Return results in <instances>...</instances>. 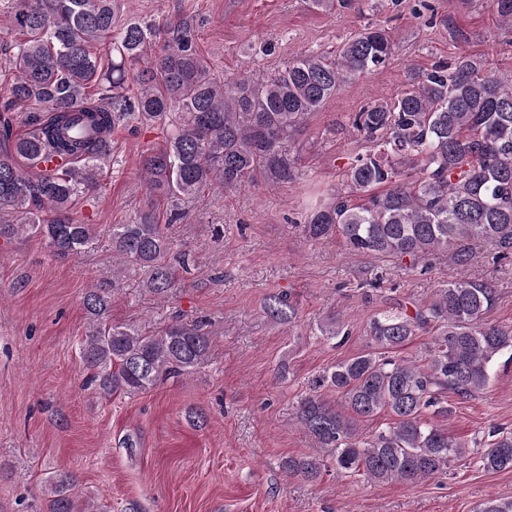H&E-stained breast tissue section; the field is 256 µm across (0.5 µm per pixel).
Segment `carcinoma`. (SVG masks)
I'll return each instance as SVG.
<instances>
[{"mask_svg":"<svg viewBox=\"0 0 512 512\" xmlns=\"http://www.w3.org/2000/svg\"><path fill=\"white\" fill-rule=\"evenodd\" d=\"M0 26L17 35L0 83V240L40 238L60 258L100 237L117 267L146 271L142 288L160 299L178 288L168 225L156 201H191L206 187L276 185L299 176L288 141L348 78L379 69L394 44L380 28L348 38L330 62L302 54L266 80H221L198 50L191 27L174 17L163 25L124 15L125 0H6ZM512 31V0H493ZM409 89L378 98L356 113L352 128L374 150L344 172L345 189L308 205L301 233L311 242L342 236L354 251L392 254L427 270L435 256L467 265L474 245L489 242L496 259L512 258V75L485 73L470 54L430 72L408 73ZM136 119L169 128L165 143L141 156L147 200L126 224L98 233L73 216L77 199L97 191L112 155V129ZM25 127L13 134V123ZM59 161L53 170L44 165ZM114 289L86 290L87 332L79 345L86 383L100 398L134 397L209 362L213 340L197 322L175 321L146 331L107 321ZM499 299L485 280L451 281L433 300L373 317L370 351L336 362L303 396L296 417L329 452L336 470L373 483L416 484L448 476L472 453L487 471L512 469V432L497 429L484 443L448 435V394L485 390L495 361L509 354L512 327L488 321ZM275 323L292 326L298 309L286 292L264 305ZM321 335L351 336L339 315L324 318ZM421 331L432 333L425 356L399 351ZM336 391L330 402L316 393ZM386 426L364 423L380 414ZM320 456L290 458L285 469L319 478ZM41 512H99L77 491L75 476L44 478ZM479 512H512V500L489 497Z\"/></svg>","mask_w":512,"mask_h":512,"instance_id":"1","label":"carcinoma"}]
</instances>
